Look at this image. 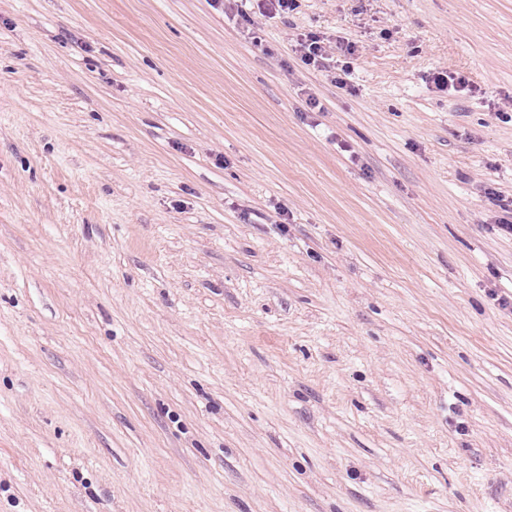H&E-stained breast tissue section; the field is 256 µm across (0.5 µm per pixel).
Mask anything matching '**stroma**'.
Returning a JSON list of instances; mask_svg holds the SVG:
<instances>
[{"instance_id":"35a3bbf8","label":"stroma","mask_w":512,"mask_h":512,"mask_svg":"<svg viewBox=\"0 0 512 512\" xmlns=\"http://www.w3.org/2000/svg\"><path fill=\"white\" fill-rule=\"evenodd\" d=\"M236 9L0 0V512H512V0ZM259 14L268 18H288L298 7L297 0H259L256 1ZM329 44L330 42L326 38L317 33L309 32L301 35L296 40L294 50L305 66L331 72L330 66L326 64L328 61H333V55H331L333 54L331 51L332 47ZM333 69L335 72H331V75H328L331 76L332 82L342 89L347 88V90H351L352 86L346 78L350 73L351 63L344 62L340 67L334 66ZM487 195L488 199L500 209L501 216H498L495 223L497 231L504 236H512V198L505 199L494 191L488 192Z\"/></svg>"}]
</instances>
